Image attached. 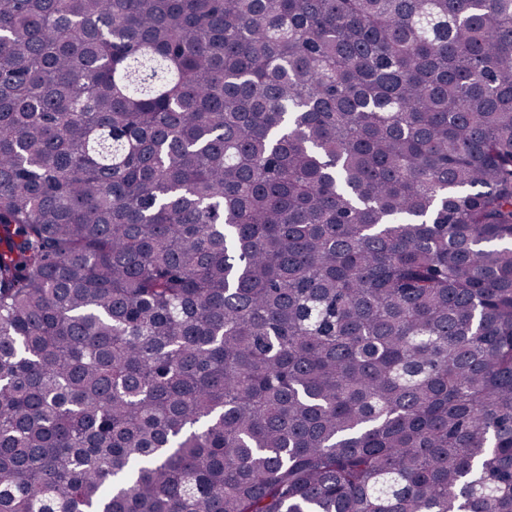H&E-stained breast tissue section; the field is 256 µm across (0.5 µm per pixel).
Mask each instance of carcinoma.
<instances>
[{"mask_svg":"<svg viewBox=\"0 0 512 512\" xmlns=\"http://www.w3.org/2000/svg\"><path fill=\"white\" fill-rule=\"evenodd\" d=\"M0 512H512V0H0Z\"/></svg>","mask_w":512,"mask_h":512,"instance_id":"carcinoma-1","label":"carcinoma"}]
</instances>
